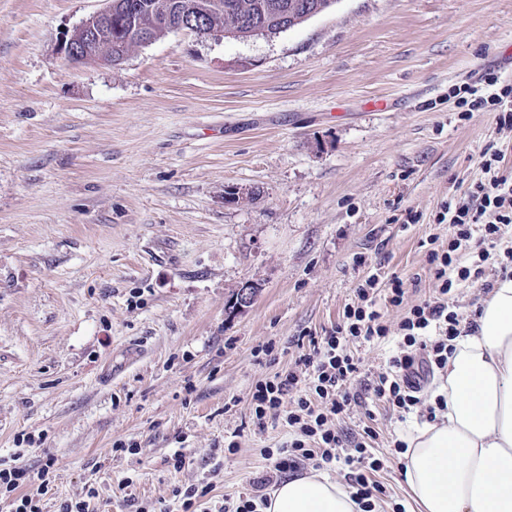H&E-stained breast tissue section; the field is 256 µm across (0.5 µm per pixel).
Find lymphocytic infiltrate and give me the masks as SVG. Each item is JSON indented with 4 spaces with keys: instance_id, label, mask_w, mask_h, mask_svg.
<instances>
[{
    "instance_id": "f902f5d3",
    "label": "lymphocytic infiltrate",
    "mask_w": 512,
    "mask_h": 512,
    "mask_svg": "<svg viewBox=\"0 0 512 512\" xmlns=\"http://www.w3.org/2000/svg\"><path fill=\"white\" fill-rule=\"evenodd\" d=\"M464 92L459 101L463 119L493 112L500 127L512 129V84L502 83L495 70H485L478 84L465 87ZM478 166L481 179L470 183L460 199L444 202L437 215L438 223L448 227V246L429 249L427 254L433 296L408 305L404 279L373 267L358 284L355 300L345 307L341 320L299 343L294 368L257 382L251 400L255 425L263 429L284 424L292 439L268 452L269 465L251 479V493L225 498L214 512H259L268 488L283 473L306 462L328 470L344 463L361 512H376L383 489L371 475L384 466L370 451L377 433L367 426L352 436L338 421L353 407L368 402L389 405L402 416L417 410L429 420L443 407L440 399L424 405L421 393L435 373L447 368L448 343L462 333L454 309L456 284L468 281L491 288L486 270L495 262L502 226L512 224V167L506 164L504 152L485 150ZM462 255L471 257V265H459ZM392 307L405 311L394 325L386 319ZM392 338L397 347L384 371L363 375L349 342ZM304 377L309 383L303 388L299 381ZM53 476L50 459L34 474L19 467L0 468V493L6 498L7 512H42L41 502L53 489Z\"/></svg>"
}]
</instances>
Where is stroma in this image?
Returning <instances> with one entry per match:
<instances>
[{
    "instance_id": "stroma-1",
    "label": "stroma",
    "mask_w": 512,
    "mask_h": 512,
    "mask_svg": "<svg viewBox=\"0 0 512 512\" xmlns=\"http://www.w3.org/2000/svg\"><path fill=\"white\" fill-rule=\"evenodd\" d=\"M104 6L0 0V468L53 458L43 512L91 488L94 512H136L206 476L250 492L289 440L255 426L257 381L338 321L367 263L432 294L441 203L487 146L512 151L451 96L488 68L512 83V0H336L272 37L178 30L71 65L65 33ZM236 186L252 196L226 202ZM370 415L378 455L419 422L379 405L341 425Z\"/></svg>"
}]
</instances>
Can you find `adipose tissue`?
I'll return each instance as SVG.
<instances>
[{
    "label": "adipose tissue",
    "instance_id": "obj_1",
    "mask_svg": "<svg viewBox=\"0 0 512 512\" xmlns=\"http://www.w3.org/2000/svg\"><path fill=\"white\" fill-rule=\"evenodd\" d=\"M435 393L447 407L410 428L403 479L421 512H512V276L452 340ZM262 512H360L351 488L316 470L277 482Z\"/></svg>",
    "mask_w": 512,
    "mask_h": 512
}]
</instances>
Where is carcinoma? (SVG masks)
Returning <instances> with one entry per match:
<instances>
[{
    "instance_id": "carcinoma-1",
    "label": "carcinoma",
    "mask_w": 512,
    "mask_h": 512,
    "mask_svg": "<svg viewBox=\"0 0 512 512\" xmlns=\"http://www.w3.org/2000/svg\"><path fill=\"white\" fill-rule=\"evenodd\" d=\"M129 10L121 17V29L110 27L102 36V43L112 44V55L128 53L134 42L128 41L130 29L154 26L153 12L149 10L154 0H123ZM335 0H204V24L224 32L247 33L261 27L270 34H278L304 22L305 14H319Z\"/></svg>"
}]
</instances>
